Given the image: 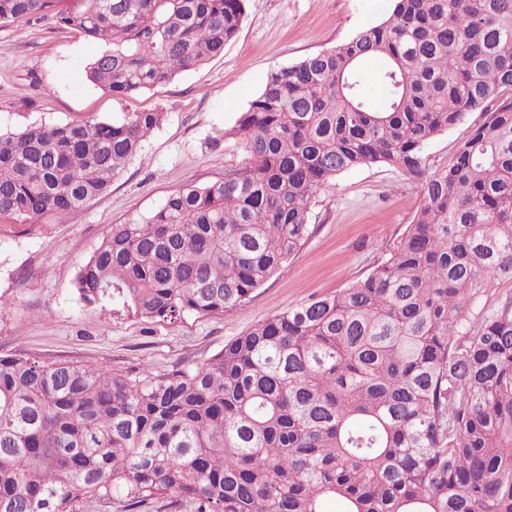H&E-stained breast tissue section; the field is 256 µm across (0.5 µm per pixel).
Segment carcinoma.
<instances>
[{"label": "carcinoma", "mask_w": 512, "mask_h": 512, "mask_svg": "<svg viewBox=\"0 0 512 512\" xmlns=\"http://www.w3.org/2000/svg\"><path fill=\"white\" fill-rule=\"evenodd\" d=\"M246 0H0L103 45L87 78L119 98L224 53ZM382 90L376 100L368 83ZM479 120L431 169L425 145ZM0 133V226L104 195L160 125ZM245 161L112 225L75 285L103 307L222 315L313 232L337 175L385 164L422 202L374 270L276 313L210 359L144 368L0 357V512H512V0H390L350 40L270 71L234 129ZM512 296V281H494L489 288L485 290L482 296L479 298L476 310L495 309L497 308L506 298Z\"/></svg>", "instance_id": "cac0c4a2"}]
</instances>
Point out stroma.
<instances>
[{"mask_svg":"<svg viewBox=\"0 0 512 512\" xmlns=\"http://www.w3.org/2000/svg\"><path fill=\"white\" fill-rule=\"evenodd\" d=\"M387 7L388 0H247L223 55L123 99L87 80L86 66L101 50L91 38L49 21L0 26V131L126 112L164 115L107 194L62 223L0 232V356L163 375L212 357L272 314L369 274L421 204L415 185L388 165L359 166L329 182L309 206L311 238L224 314L150 320L87 304L75 287L80 264L111 225L148 216L174 190L221 179L242 163L245 151L231 130L272 69L348 41L380 22Z\"/></svg>","mask_w":512,"mask_h":512,"instance_id":"1","label":"stroma"}]
</instances>
